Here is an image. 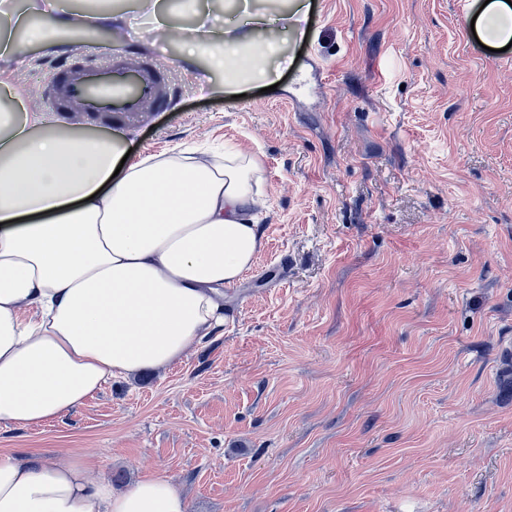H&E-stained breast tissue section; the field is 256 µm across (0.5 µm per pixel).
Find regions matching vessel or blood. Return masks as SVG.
Returning a JSON list of instances; mask_svg holds the SVG:
<instances>
[{
    "label": "vessel or blood",
    "mask_w": 512,
    "mask_h": 512,
    "mask_svg": "<svg viewBox=\"0 0 512 512\" xmlns=\"http://www.w3.org/2000/svg\"><path fill=\"white\" fill-rule=\"evenodd\" d=\"M82 58L81 67L67 75L72 102L124 118L137 115L148 104L157 109L173 107L170 85L152 63L129 68L113 60L102 45L84 51Z\"/></svg>",
    "instance_id": "b4317fda"
}]
</instances>
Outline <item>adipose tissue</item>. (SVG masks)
Here are the masks:
<instances>
[{
  "instance_id": "obj_1",
  "label": "adipose tissue",
  "mask_w": 512,
  "mask_h": 512,
  "mask_svg": "<svg viewBox=\"0 0 512 512\" xmlns=\"http://www.w3.org/2000/svg\"><path fill=\"white\" fill-rule=\"evenodd\" d=\"M261 13L181 33L187 59L222 71L214 94L274 85ZM483 43H512V5L483 0ZM0 72V426H37L112 380L179 361L224 322V289L263 232L259 160L239 150L127 160L122 135L36 133ZM83 457L0 455V512H186L171 480L119 490Z\"/></svg>"
}]
</instances>
